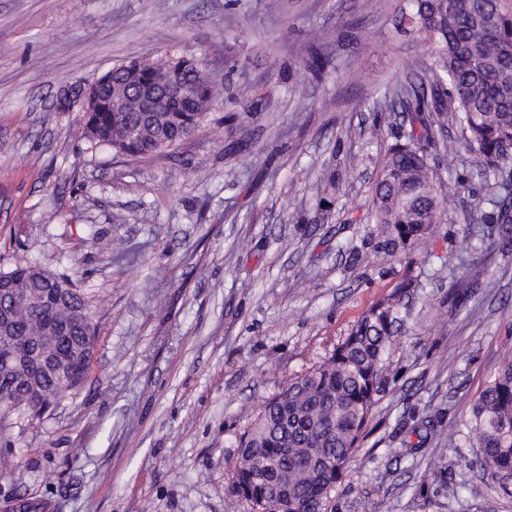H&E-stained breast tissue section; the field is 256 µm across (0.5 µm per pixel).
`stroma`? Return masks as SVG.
Masks as SVG:
<instances>
[{
  "label": "stroma",
  "mask_w": 512,
  "mask_h": 512,
  "mask_svg": "<svg viewBox=\"0 0 512 512\" xmlns=\"http://www.w3.org/2000/svg\"><path fill=\"white\" fill-rule=\"evenodd\" d=\"M388 4L0 0V269L68 276L96 324L83 387L0 423L14 461L0 512L23 494L47 512H249L229 487L240 435L408 278L395 380L325 512H512L468 471L473 406L512 361V241L488 222L480 160L436 158L461 187L425 247H377L373 184L409 129L385 90L431 61L396 25L407 0ZM313 29L331 42L310 44ZM187 48L224 99L167 154L90 150L80 110L53 107L119 61ZM470 259L489 285L457 309ZM437 414L432 441L400 457L402 422Z\"/></svg>",
  "instance_id": "1"
}]
</instances>
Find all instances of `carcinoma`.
<instances>
[{"label":"carcinoma","mask_w":512,"mask_h":512,"mask_svg":"<svg viewBox=\"0 0 512 512\" xmlns=\"http://www.w3.org/2000/svg\"><path fill=\"white\" fill-rule=\"evenodd\" d=\"M401 12L403 32L431 48L434 66L429 79L439 131L457 125L461 137L441 141L448 155L467 150L492 174L488 202L496 209L492 220L499 233L512 234V0H412ZM181 86L187 96L158 113L149 131L141 113H88L82 136L95 146H108L129 157L156 155L193 135L209 110L222 98V89L206 70L202 57L173 53L160 59L123 61L112 67V78L99 86L103 98L135 94L147 84ZM392 97L408 105L420 101L417 90L402 84ZM431 130L410 132L408 141L391 147L379 169L374 188V221L378 247L387 257L426 243L441 223L457 184L437 176L428 160ZM45 280L64 285L61 300L49 304L31 289L21 312V329L28 336L61 329L56 344L67 360L68 378L44 374L36 385L18 392L14 406L35 416L42 403L57 404L83 386L93 358L94 311L85 294L70 281L48 271ZM488 286L478 262L469 264L468 282L458 294ZM400 292L367 309L334 354L308 374L291 380L270 399L239 440L238 459L231 476L232 491L252 504V512H279L274 490L288 484V512H324L325 500L350 466L372 408L393 381L388 349L400 330ZM471 433L477 452L469 468L491 482L497 493L512 498V362L506 363L476 401ZM437 432L431 419L412 428L416 441L403 440L412 455ZM34 497L16 499L13 512H44Z\"/></svg>","instance_id":"carcinoma-1"}]
</instances>
